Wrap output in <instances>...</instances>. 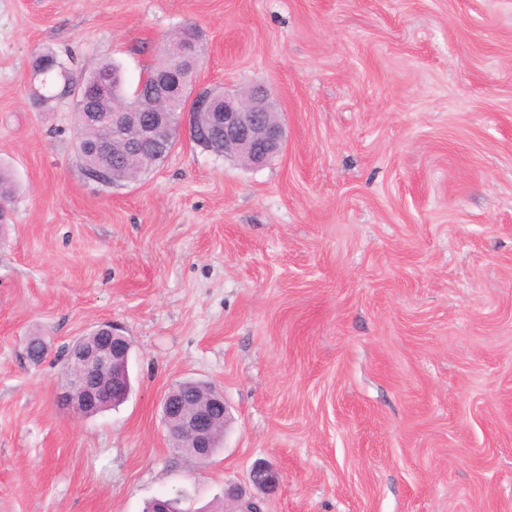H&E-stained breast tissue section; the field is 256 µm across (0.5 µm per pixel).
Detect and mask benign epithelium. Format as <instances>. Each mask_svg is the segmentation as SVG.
<instances>
[{
    "label": "benign epithelium",
    "mask_w": 512,
    "mask_h": 512,
    "mask_svg": "<svg viewBox=\"0 0 512 512\" xmlns=\"http://www.w3.org/2000/svg\"><path fill=\"white\" fill-rule=\"evenodd\" d=\"M195 76L196 72L178 65L156 72L150 82V93L160 108L147 114L131 101L122 102L112 112L110 125L90 106L88 89L79 84L70 89L72 96L82 101L80 122L94 130L84 148L103 160L99 168L86 173V178L102 185L120 180V165L112 152L111 127L133 130L134 138L125 152L137 157L144 166L152 165L173 135L172 115L166 104L176 98H188ZM275 111V98L264 86L251 87L237 95L197 94L190 103L188 120H179V126L185 127L197 144L218 138L224 142V157L259 167L277 155L286 140L283 125L268 119V114ZM94 332L95 342L80 338L68 348V373L58 394L61 405L77 415L91 412L105 395L112 399V404L120 403L130 389L129 339L110 323L98 325ZM227 413L224 393L213 385L204 393L193 384L181 382L169 388L162 398L163 420L172 437L189 442L201 462L215 454L219 427ZM278 481V473L266 463L255 464L249 473L251 485L265 493L272 491ZM263 505L262 498L246 496L237 484L224 488L226 512H265Z\"/></svg>",
    "instance_id": "benign-epithelium-1"
}]
</instances>
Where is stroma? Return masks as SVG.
<instances>
[{
	"label": "stroma",
	"instance_id": "obj_1",
	"mask_svg": "<svg viewBox=\"0 0 512 512\" xmlns=\"http://www.w3.org/2000/svg\"><path fill=\"white\" fill-rule=\"evenodd\" d=\"M186 24L195 90L265 85L282 152L183 132L145 179L87 180L34 57L132 86ZM0 163V512H199L259 461L266 512H512V0H0ZM104 322L132 390L81 417L60 356ZM185 379L230 413L202 466L161 414ZM18 185L12 171L4 166H0V202H4L7 206L12 204L17 193ZM0 205V221L4 218V213L8 212L7 206ZM278 473L266 463L255 464L249 473V482L261 492H270L278 484Z\"/></svg>",
	"mask_w": 512,
	"mask_h": 512
}]
</instances>
